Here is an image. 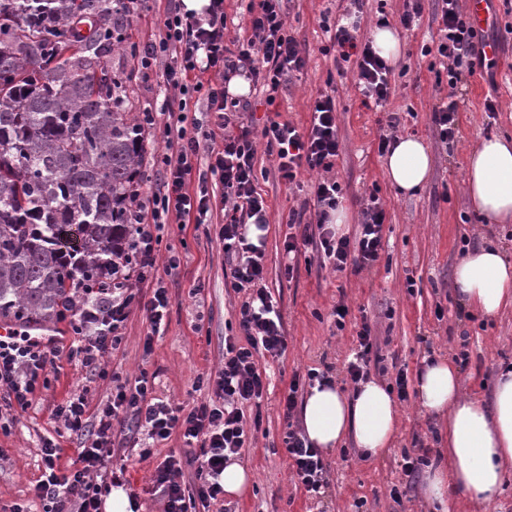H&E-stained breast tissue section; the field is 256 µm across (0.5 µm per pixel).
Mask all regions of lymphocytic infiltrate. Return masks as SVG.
<instances>
[{"instance_id":"1","label":"lymphocytic infiltrate","mask_w":512,"mask_h":512,"mask_svg":"<svg viewBox=\"0 0 512 512\" xmlns=\"http://www.w3.org/2000/svg\"><path fill=\"white\" fill-rule=\"evenodd\" d=\"M285 0H250L247 34L226 44L224 0H210L203 14L174 7L169 10L158 39L147 42L137 57L143 77L161 70L167 88L178 92L164 100L159 111L140 113L144 128L163 126L165 152L153 155L160 183L150 195L136 197L128 211V263L120 287L93 289L90 307L74 313L72 337L43 338L37 330L16 325L0 333V411L5 415L28 409L37 391L49 388L50 375L61 360L78 363L87 371L102 373V363L122 341V331L132 308L144 311L149 331L145 347L168 326L170 303L166 276L176 272L178 253L160 258L159 246L167 226L206 223L210 212V183H220L230 203L216 232L230 258L231 284L244 298L235 314L239 336L224 339V366L217 374L198 377L195 389L208 394L192 407L154 397L155 378L140 371L134 381H116L112 397L90 409L85 393L74 392L52 410L66 436L76 438V459L61 467L57 440L41 446V475L30 490L43 512H102L104 498L113 487L129 485L126 464L115 462L112 434L117 425L133 420L143 437L139 458L152 456L156 443L180 433L187 452L168 456L151 477V490L161 492L164 512H189L199 506L208 512L224 494L220 477L231 456L239 454L249 430L245 404L260 401L265 384L258 368L260 357L283 355L288 342L282 315L265 285L264 252L254 243L251 229L268 224L266 199L257 189L256 141L265 139L274 154L279 179L294 183L300 169L319 172L311 186L314 221L293 213L296 233L285 241L286 253L312 246L334 271L374 266L383 249L385 211L377 195H370L355 236L337 234L330 222L343 196L330 172L339 155L336 99L322 94L312 105V121L299 131L287 121L268 120L255 131L248 118L250 102L230 95L228 84L241 76L259 87L267 104H275L290 74L306 65V51L289 34ZM440 36L433 51L446 66L449 87L458 84L460 67L484 64L478 31L459 0H437ZM363 0H350L344 21L323 15L322 27L337 66L356 67L355 84L365 99L384 105L390 94V66L361 35L357 16ZM202 95L206 110L190 113L194 95ZM283 443L294 476L307 491L316 492L326 482L319 449L295 430L286 431ZM195 469L193 484L179 476L183 466Z\"/></svg>"}]
</instances>
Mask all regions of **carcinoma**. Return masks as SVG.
I'll return each instance as SVG.
<instances>
[{
    "label": "carcinoma",
    "mask_w": 512,
    "mask_h": 512,
    "mask_svg": "<svg viewBox=\"0 0 512 512\" xmlns=\"http://www.w3.org/2000/svg\"><path fill=\"white\" fill-rule=\"evenodd\" d=\"M125 0H0V320L58 325L125 255L147 149L104 58Z\"/></svg>",
    "instance_id": "cac0c4a2"
}]
</instances>
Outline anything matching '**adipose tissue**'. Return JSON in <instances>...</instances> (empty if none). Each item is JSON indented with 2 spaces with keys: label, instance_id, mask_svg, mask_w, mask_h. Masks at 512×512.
Here are the masks:
<instances>
[{
  "label": "adipose tissue",
  "instance_id": "obj_1",
  "mask_svg": "<svg viewBox=\"0 0 512 512\" xmlns=\"http://www.w3.org/2000/svg\"><path fill=\"white\" fill-rule=\"evenodd\" d=\"M383 172L396 191L414 193L431 172L428 147L414 136L396 138ZM464 189L488 222H512V139L486 138L471 150ZM454 289L470 309L497 315L512 305V263L494 246L470 252L456 267ZM416 390L423 410L448 420V459L430 462L423 496L438 512H453L452 489L493 503L505 471L512 469V367L498 372L488 405L462 394L459 366L441 356L425 361ZM300 415L305 438L324 451L350 438L374 459L390 449L397 433L396 403L388 387L375 380L361 383L349 395L333 384H314Z\"/></svg>",
  "mask_w": 512,
  "mask_h": 512
}]
</instances>
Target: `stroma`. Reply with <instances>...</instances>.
<instances>
[{
    "mask_svg": "<svg viewBox=\"0 0 512 512\" xmlns=\"http://www.w3.org/2000/svg\"><path fill=\"white\" fill-rule=\"evenodd\" d=\"M347 0H287L286 23L306 50L302 71L293 73L279 97L281 119L308 127L311 106L320 94L336 98V126L340 155L332 171L344 194L343 205L350 220L342 228L352 235L363 220L370 194H377L385 210V249L370 268L344 272L319 266L315 253H300L288 260L284 241L288 219L309 198L316 173L303 170L290 186L274 174V159L265 140L257 142V187L265 194L269 224L265 231L266 285L284 316L288 349L279 358L261 357L260 370L269 377L268 392L260 410H246V417H259L260 428L241 450L240 462L254 474L250 489L241 497H224L211 512H431L419 486H407L402 454L428 449L438 452L440 420L409 396L401 404L398 438L377 459L362 457L352 439L349 457L341 450L324 453L326 483L319 492H307L297 481L283 444L286 424L278 401L294 374L314 369L326 373L343 392L353 384L345 366L357 348L356 325L368 320L376 346L370 375L394 386L398 371L416 379L429 356L457 358L467 353L461 365L463 391L490 401L497 368L512 364V308L486 317L464 307L453 290L455 267L464 245L477 248L496 244L512 262V223L487 224L475 211L464 191L467 156L486 136L512 138V0H492L491 23L480 28L482 40L498 47L493 68L462 73L458 85V126L453 140L441 142L430 124L433 108L447 101L448 85L437 84L442 65L422 46L439 35L435 0H426L424 12L410 29H399L402 53L390 75L391 95L384 107L365 101L352 73H338L333 55L323 54L328 40L320 27L323 11L341 17ZM170 0H136L130 14L128 35L144 45L158 34ZM125 106L133 113L159 109L167 92L161 75L126 81ZM497 99V116L484 111L486 96ZM397 113L398 133L414 134L428 145L432 155L429 181L412 197L398 195L383 175V158L377 151L388 113ZM224 220V195L215 188L209 223L166 228L160 251L178 252L181 265L167 277L170 294L169 324L156 337L151 352H144L147 320L132 309L123 330V341L105 362L107 378L86 373L77 363L62 362L50 390L37 394L32 405L0 431V512L15 503H26L30 488L39 478L38 461L44 438L53 436L54 404L77 388L86 389L92 404L106 402L112 393V375L134 377L140 370L156 376L154 394L186 406L200 400L195 391L198 376L216 373L224 364V338L237 334L234 307L242 296L224 275V247L215 235ZM294 262L293 275H286L287 262ZM201 294H194V287ZM348 305L344 330H337L330 313L337 302ZM138 438L133 422L115 431L112 446L127 456L134 487L150 481L156 466L166 456L182 453L179 437L159 443L145 460L134 455ZM403 487L393 499V486Z\"/></svg>",
    "mask_w": 512,
    "mask_h": 512,
    "instance_id": "obj_1",
    "label": "stroma"
}]
</instances>
